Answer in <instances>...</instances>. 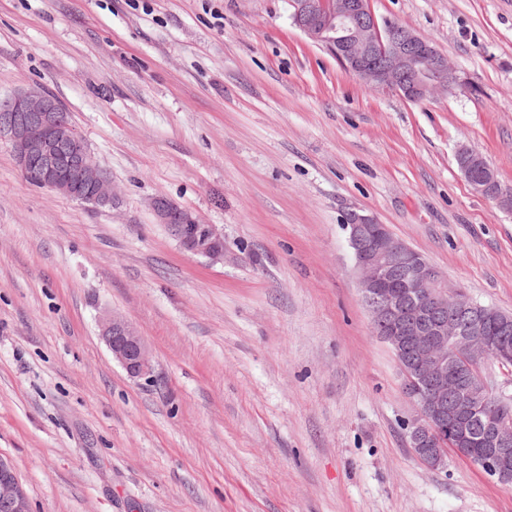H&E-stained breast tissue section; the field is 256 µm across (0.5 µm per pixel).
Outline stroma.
<instances>
[{
	"mask_svg": "<svg viewBox=\"0 0 512 512\" xmlns=\"http://www.w3.org/2000/svg\"><path fill=\"white\" fill-rule=\"evenodd\" d=\"M461 87L421 102L346 71L288 0H0V100L54 96L115 206L28 184L0 138V457L31 512H512V484L406 444L415 414L344 229L358 208L512 313V0H372ZM163 196L224 232L184 252ZM143 336L132 379L100 335ZM459 170L470 187L478 194L496 200L500 206L512 210V195H504L496 172L478 156V153L466 146L456 152ZM101 335L118 362L130 378H141L152 371L149 350L143 337L123 317L107 316L101 323Z\"/></svg>",
	"mask_w": 512,
	"mask_h": 512,
	"instance_id": "obj_1",
	"label": "stroma"
}]
</instances>
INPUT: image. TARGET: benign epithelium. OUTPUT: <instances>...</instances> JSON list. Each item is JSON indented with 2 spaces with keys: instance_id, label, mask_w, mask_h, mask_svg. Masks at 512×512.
I'll list each match as a JSON object with an SVG mask.
<instances>
[{
  "instance_id": "7a95c632",
  "label": "benign epithelium",
  "mask_w": 512,
  "mask_h": 512,
  "mask_svg": "<svg viewBox=\"0 0 512 512\" xmlns=\"http://www.w3.org/2000/svg\"><path fill=\"white\" fill-rule=\"evenodd\" d=\"M293 24L326 45L352 75L378 89L419 102L445 94L459 80L448 59L412 29L380 21L371 0H291ZM0 137L9 144L25 181L95 207L112 206L117 195L68 113L43 92L17 94L0 109ZM459 170L478 194L512 210L496 172L462 146ZM160 222L184 251L211 261L224 259V234L203 224L165 197L154 200ZM348 245L359 274L362 301L377 336L396 356L415 416L406 423L409 448L427 467L447 465L448 451L503 484L512 483V396L490 387L481 364L492 359L512 371V321L497 320L502 336L484 335L492 316L386 225L360 209L345 214ZM101 335L131 378L152 371L143 337L114 314ZM485 448L470 454L474 439ZM0 505L30 512L12 464L0 458Z\"/></svg>"
}]
</instances>
